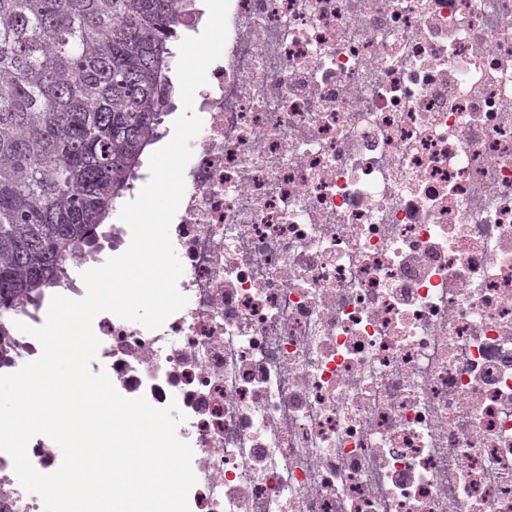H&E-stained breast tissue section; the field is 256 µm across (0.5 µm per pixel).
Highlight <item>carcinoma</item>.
Wrapping results in <instances>:
<instances>
[{
  "label": "carcinoma",
  "mask_w": 512,
  "mask_h": 512,
  "mask_svg": "<svg viewBox=\"0 0 512 512\" xmlns=\"http://www.w3.org/2000/svg\"><path fill=\"white\" fill-rule=\"evenodd\" d=\"M196 0H0V369L70 287L170 112Z\"/></svg>",
  "instance_id": "carcinoma-1"
}]
</instances>
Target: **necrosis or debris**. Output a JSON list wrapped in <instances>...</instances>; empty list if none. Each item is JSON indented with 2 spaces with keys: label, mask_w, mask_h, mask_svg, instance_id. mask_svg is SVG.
Here are the masks:
<instances>
[{
  "label": "necrosis or debris",
  "mask_w": 512,
  "mask_h": 512,
  "mask_svg": "<svg viewBox=\"0 0 512 512\" xmlns=\"http://www.w3.org/2000/svg\"><path fill=\"white\" fill-rule=\"evenodd\" d=\"M171 224L188 303L97 315L177 403L190 512H512V0H230Z\"/></svg>",
  "instance_id": "1"
}]
</instances>
